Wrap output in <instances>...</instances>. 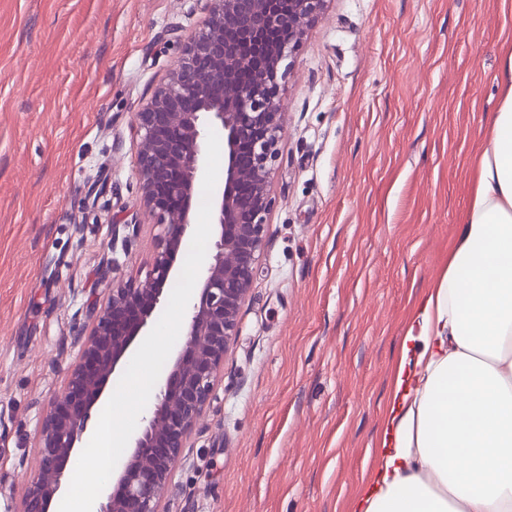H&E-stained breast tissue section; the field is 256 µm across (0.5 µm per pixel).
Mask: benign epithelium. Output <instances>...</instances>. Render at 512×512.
Returning a JSON list of instances; mask_svg holds the SVG:
<instances>
[{
	"mask_svg": "<svg viewBox=\"0 0 512 512\" xmlns=\"http://www.w3.org/2000/svg\"><path fill=\"white\" fill-rule=\"evenodd\" d=\"M327 2L204 0L203 19L180 40L173 69L136 113L140 203L161 229L159 248L145 280L107 289L80 361L43 417L39 473L27 489L23 512H50L104 386L175 274L191 227L195 185L204 176V129L216 124L224 129V184L211 198L215 235L198 275V300L190 303L187 339L99 510L160 512L162 493L210 400L256 274L274 204L271 174L284 131L281 87L288 61Z\"/></svg>",
	"mask_w": 512,
	"mask_h": 512,
	"instance_id": "obj_1",
	"label": "benign epithelium"
}]
</instances>
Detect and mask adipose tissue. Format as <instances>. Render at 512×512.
Wrapping results in <instances>:
<instances>
[{
  "label": "adipose tissue",
  "instance_id": "adipose-tissue-1",
  "mask_svg": "<svg viewBox=\"0 0 512 512\" xmlns=\"http://www.w3.org/2000/svg\"><path fill=\"white\" fill-rule=\"evenodd\" d=\"M448 265L399 340L352 512H512V49Z\"/></svg>",
  "mask_w": 512,
  "mask_h": 512
}]
</instances>
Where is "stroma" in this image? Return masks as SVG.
Masks as SVG:
<instances>
[{"mask_svg":"<svg viewBox=\"0 0 512 512\" xmlns=\"http://www.w3.org/2000/svg\"><path fill=\"white\" fill-rule=\"evenodd\" d=\"M201 18V0H0V512L23 508L91 312L150 272L135 114ZM509 44L512 0H329L282 83L258 271L164 512H351Z\"/></svg>","mask_w":512,"mask_h":512,"instance_id":"1","label":"stroma"}]
</instances>
